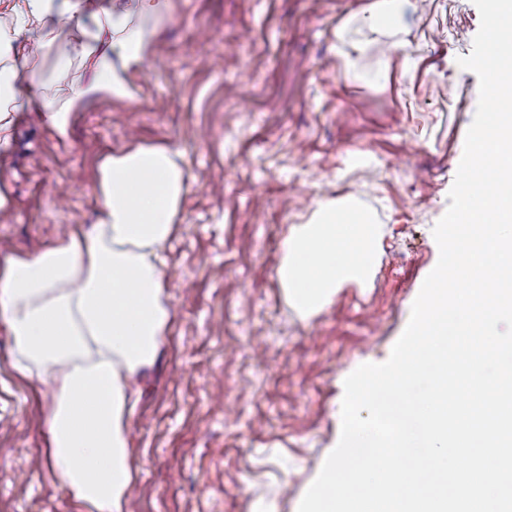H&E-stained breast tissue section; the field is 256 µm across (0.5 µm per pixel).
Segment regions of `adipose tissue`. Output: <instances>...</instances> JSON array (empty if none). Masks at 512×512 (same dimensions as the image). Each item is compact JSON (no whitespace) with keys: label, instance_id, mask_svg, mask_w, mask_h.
Wrapping results in <instances>:
<instances>
[{"label":"adipose tissue","instance_id":"adipose-tissue-1","mask_svg":"<svg viewBox=\"0 0 512 512\" xmlns=\"http://www.w3.org/2000/svg\"><path fill=\"white\" fill-rule=\"evenodd\" d=\"M168 2L0 0V155L28 109L64 139L77 104L126 96ZM33 58L52 63L60 88L47 90L43 73L28 71ZM75 70L84 81H69ZM188 187L180 151L128 144L98 164L93 223L0 268L13 366L47 389L49 467L79 512H125L134 482L129 425L172 315L159 263ZM378 238L355 200H318L307 223L289 230L276 268L298 316L315 317L345 285L367 286Z\"/></svg>","mask_w":512,"mask_h":512}]
</instances>
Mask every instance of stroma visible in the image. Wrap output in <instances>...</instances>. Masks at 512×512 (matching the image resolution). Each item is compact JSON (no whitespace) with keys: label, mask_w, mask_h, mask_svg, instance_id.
I'll return each instance as SVG.
<instances>
[{"label":"stroma","mask_w":512,"mask_h":512,"mask_svg":"<svg viewBox=\"0 0 512 512\" xmlns=\"http://www.w3.org/2000/svg\"><path fill=\"white\" fill-rule=\"evenodd\" d=\"M374 0H170L131 97L100 95L67 140L25 114L0 185V266L97 214L100 158L175 146L190 175L164 256L169 332L130 424L126 512H298L338 443L344 380L385 362L435 267L479 99L460 67L472 0H415L394 33ZM352 196L380 227L366 287L299 319L276 267L317 200ZM0 324V512H76L53 479L44 388L12 367Z\"/></svg>","instance_id":"stroma-1"}]
</instances>
